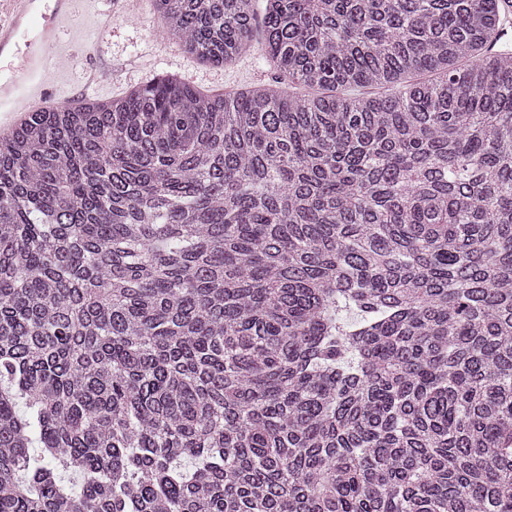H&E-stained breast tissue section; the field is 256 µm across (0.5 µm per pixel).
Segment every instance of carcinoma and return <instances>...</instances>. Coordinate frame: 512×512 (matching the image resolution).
<instances>
[{
	"instance_id": "carcinoma-1",
	"label": "carcinoma",
	"mask_w": 512,
	"mask_h": 512,
	"mask_svg": "<svg viewBox=\"0 0 512 512\" xmlns=\"http://www.w3.org/2000/svg\"><path fill=\"white\" fill-rule=\"evenodd\" d=\"M153 2L274 78L0 135V512H512L499 0Z\"/></svg>"
}]
</instances>
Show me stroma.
<instances>
[{
  "instance_id": "stroma-1",
  "label": "stroma",
  "mask_w": 512,
  "mask_h": 512,
  "mask_svg": "<svg viewBox=\"0 0 512 512\" xmlns=\"http://www.w3.org/2000/svg\"><path fill=\"white\" fill-rule=\"evenodd\" d=\"M151 0H77L76 10L49 49L57 102L109 100L162 74H175L206 93H221L269 80L262 50L226 66L198 61L165 41ZM100 81L86 85L84 73Z\"/></svg>"
}]
</instances>
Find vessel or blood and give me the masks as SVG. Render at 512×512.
<instances>
[{"label":"vessel or blood","mask_w":512,"mask_h":512,"mask_svg":"<svg viewBox=\"0 0 512 512\" xmlns=\"http://www.w3.org/2000/svg\"><path fill=\"white\" fill-rule=\"evenodd\" d=\"M7 19H0V130H8L15 113L49 107L55 100L46 73L44 51L55 45L62 24L71 18L75 0H11Z\"/></svg>","instance_id":"b4317fda"}]
</instances>
